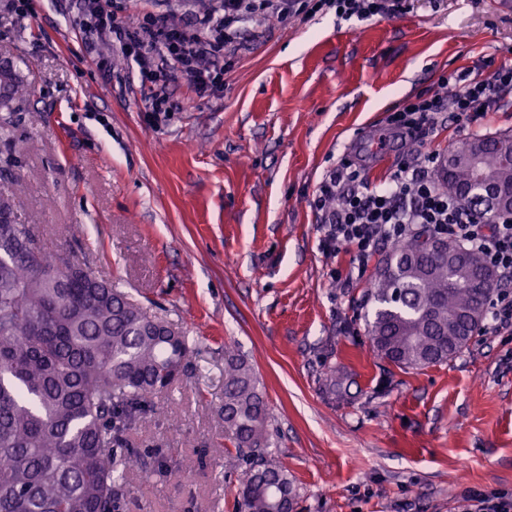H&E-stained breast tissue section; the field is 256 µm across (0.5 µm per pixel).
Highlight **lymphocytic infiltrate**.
I'll return each instance as SVG.
<instances>
[{
	"label": "lymphocytic infiltrate",
	"mask_w": 512,
	"mask_h": 512,
	"mask_svg": "<svg viewBox=\"0 0 512 512\" xmlns=\"http://www.w3.org/2000/svg\"><path fill=\"white\" fill-rule=\"evenodd\" d=\"M144 15L119 17L130 0H80L79 10L97 34L137 67L139 87L146 92L149 109L169 112L164 78L178 68L192 79L198 93L218 91L224 71L218 62L232 46L237 23L247 18L294 17L301 12L331 11L342 20L360 21L401 14L407 0H210L208 8L191 12L186 23L173 24L168 7ZM445 85L455 87L453 100L438 93L405 99L389 118L402 137H413L437 124L441 112L455 121L473 122L492 112L503 91L512 88V67L488 74L448 75ZM442 165L430 152L403 164L382 185L367 182L360 166L339 161L320 182L313 206L321 218L322 253L330 259L348 254L354 269L368 266L379 242L408 239L418 227L448 235L465 249L485 255L497 272L496 290L488 300V313L497 328L512 327V215L491 220L479 217L449 196L440 186Z\"/></svg>",
	"instance_id": "lymphocytic-infiltrate-1"
}]
</instances>
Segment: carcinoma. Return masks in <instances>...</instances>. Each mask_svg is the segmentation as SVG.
Masks as SVG:
<instances>
[{"instance_id":"cac0c4a2","label":"carcinoma","mask_w":512,"mask_h":512,"mask_svg":"<svg viewBox=\"0 0 512 512\" xmlns=\"http://www.w3.org/2000/svg\"><path fill=\"white\" fill-rule=\"evenodd\" d=\"M500 139L455 148L441 185L473 186L466 158L482 143V171L512 192ZM435 241L419 233L382 255L367 291L372 347L401 368L452 360L485 320L488 265L447 240L459 255L450 261ZM195 354L174 325L0 212V512H115L129 466L117 452L123 433ZM223 411L225 432L249 461L238 488L244 512H293L288 471L268 457L266 402L251 367L228 349Z\"/></svg>"}]
</instances>
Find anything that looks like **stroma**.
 I'll return each instance as SVG.
<instances>
[{"label":"stroma","mask_w":512,"mask_h":512,"mask_svg":"<svg viewBox=\"0 0 512 512\" xmlns=\"http://www.w3.org/2000/svg\"><path fill=\"white\" fill-rule=\"evenodd\" d=\"M32 3L21 15L0 0V75L33 89L0 110L12 129L0 202L197 341L183 378L125 436L117 512H239L228 347L265 394L296 512H462L473 492L512 496V330L485 324L438 365L379 358L369 279H351L348 255L322 254L312 206L340 160L378 184L414 153L467 141L445 121L407 148L387 119L443 75L512 66V9L411 0L391 18L247 19L219 92L170 71L173 110L157 124L121 54L108 75L84 55L73 0Z\"/></svg>","instance_id":"obj_1"}]
</instances>
